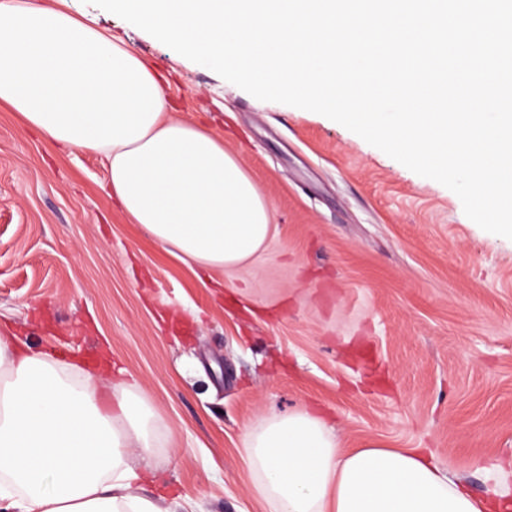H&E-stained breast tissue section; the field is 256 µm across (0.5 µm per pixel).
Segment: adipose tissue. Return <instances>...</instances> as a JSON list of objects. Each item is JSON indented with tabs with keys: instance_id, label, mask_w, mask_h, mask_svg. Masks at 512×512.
I'll return each instance as SVG.
<instances>
[{
	"instance_id": "1",
	"label": "adipose tissue",
	"mask_w": 512,
	"mask_h": 512,
	"mask_svg": "<svg viewBox=\"0 0 512 512\" xmlns=\"http://www.w3.org/2000/svg\"><path fill=\"white\" fill-rule=\"evenodd\" d=\"M1 103L49 143L102 155L121 210L195 264L231 270L268 241L269 206L223 140L167 116L154 70L70 13L0 5ZM150 418L136 382L107 391L88 369L74 384L0 333V512H161L140 493L158 468ZM244 448L268 512H512L504 466L477 498L419 449L342 450L305 410L264 418Z\"/></svg>"
}]
</instances>
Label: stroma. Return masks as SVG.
<instances>
[{"mask_svg":"<svg viewBox=\"0 0 512 512\" xmlns=\"http://www.w3.org/2000/svg\"><path fill=\"white\" fill-rule=\"evenodd\" d=\"M39 2L137 52L271 211L251 262L203 273L123 213L103 157L0 105V330L139 383L162 466L146 495L264 512L245 434L299 409L342 449L427 448L489 495L485 468L512 458V240L327 117L258 100L87 0Z\"/></svg>","mask_w":512,"mask_h":512,"instance_id":"obj_1","label":"stroma"}]
</instances>
